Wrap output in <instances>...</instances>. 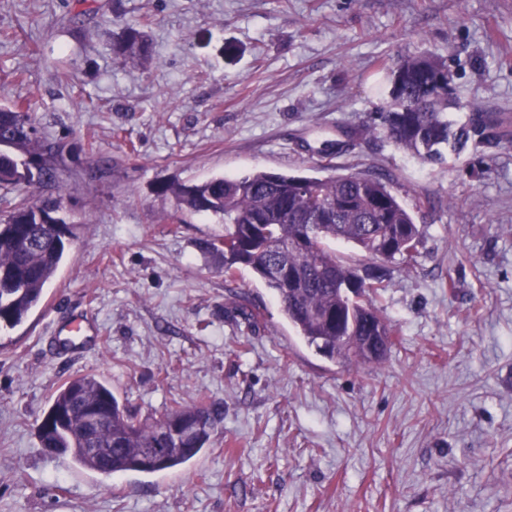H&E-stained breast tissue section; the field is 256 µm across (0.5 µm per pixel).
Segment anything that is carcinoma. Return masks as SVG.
Here are the masks:
<instances>
[{
    "mask_svg": "<svg viewBox=\"0 0 512 512\" xmlns=\"http://www.w3.org/2000/svg\"><path fill=\"white\" fill-rule=\"evenodd\" d=\"M116 52L125 60L148 58L152 47L141 24H128ZM389 102L377 113L386 137L399 149L429 163L482 142L512 145V117L477 109L465 121L448 119V66L432 54L399 60L390 70ZM12 147L0 151V185L52 180V147L39 136L32 115L17 103L0 104V136ZM188 211L224 223V236L205 243L222 253L224 276L253 271L277 296L299 336L330 359L375 363L369 337L395 331L375 305L390 275L388 264L416 261L423 230L392 187L378 176L351 172L325 177L255 171L218 176L189 185L159 186ZM73 226L60 201L27 195L0 219V325L22 324L43 299L64 260L65 241L45 228ZM351 242L369 259L355 265L331 243ZM282 269L296 273L285 288ZM224 411L208 404L170 408L150 423L128 413L108 383L94 373L70 379L44 417L52 430L39 432L45 452L68 455L79 466L102 472L91 448L112 449V473L177 469L199 456Z\"/></svg>",
    "mask_w": 512,
    "mask_h": 512,
    "instance_id": "obj_1",
    "label": "carcinoma"
}]
</instances>
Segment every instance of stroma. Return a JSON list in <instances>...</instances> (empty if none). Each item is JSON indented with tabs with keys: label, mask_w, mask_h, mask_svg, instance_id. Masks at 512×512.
<instances>
[{
	"label": "stroma",
	"mask_w": 512,
	"mask_h": 512,
	"mask_svg": "<svg viewBox=\"0 0 512 512\" xmlns=\"http://www.w3.org/2000/svg\"><path fill=\"white\" fill-rule=\"evenodd\" d=\"M145 22L150 58L113 44ZM424 52L457 100L512 115V0H0V104L24 101L59 155L76 238L41 304L0 329V512H512V146L431 165L385 136L388 69ZM253 171L389 180L425 228L378 306L383 360L298 336L224 226L157 192ZM260 314L246 327L238 297ZM99 345L58 344L76 317ZM100 375L152 421L224 409L175 472L110 477L43 454L57 389Z\"/></svg>",
	"instance_id": "obj_1"
}]
</instances>
